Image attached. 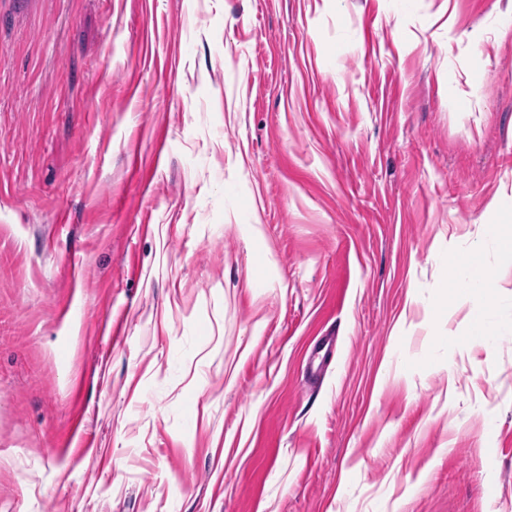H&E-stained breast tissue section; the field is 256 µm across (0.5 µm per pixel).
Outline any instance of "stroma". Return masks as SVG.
Instances as JSON below:
<instances>
[{"instance_id": "obj_1", "label": "stroma", "mask_w": 512, "mask_h": 512, "mask_svg": "<svg viewBox=\"0 0 512 512\" xmlns=\"http://www.w3.org/2000/svg\"><path fill=\"white\" fill-rule=\"evenodd\" d=\"M489 223L512 0H0V512H512ZM448 268L450 273L455 276L456 285L453 288H448L446 283L437 288L438 293L446 297H486L497 277L495 268L479 263L460 264L454 261V264H448Z\"/></svg>"}]
</instances>
